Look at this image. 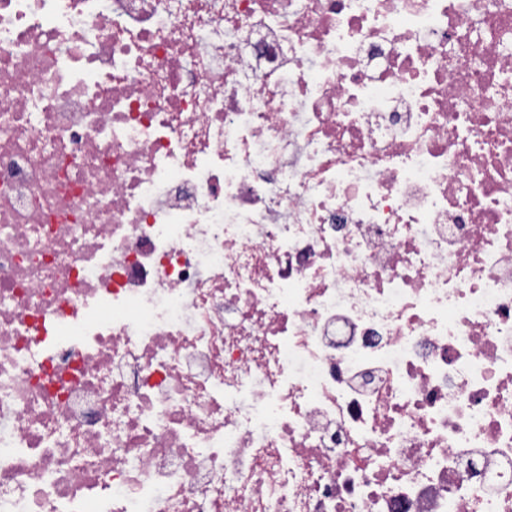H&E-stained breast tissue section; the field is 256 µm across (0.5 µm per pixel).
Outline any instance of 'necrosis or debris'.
<instances>
[{
    "mask_svg": "<svg viewBox=\"0 0 512 512\" xmlns=\"http://www.w3.org/2000/svg\"><path fill=\"white\" fill-rule=\"evenodd\" d=\"M0 512H512V0H0Z\"/></svg>",
    "mask_w": 512,
    "mask_h": 512,
    "instance_id": "4bbe7bcc",
    "label": "necrosis or debris"
}]
</instances>
